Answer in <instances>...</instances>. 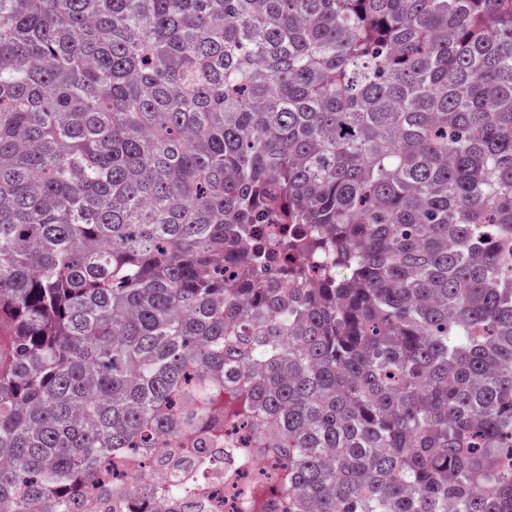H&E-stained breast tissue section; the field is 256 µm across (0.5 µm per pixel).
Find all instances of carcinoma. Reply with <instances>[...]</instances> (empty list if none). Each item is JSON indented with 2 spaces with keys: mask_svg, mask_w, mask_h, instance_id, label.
<instances>
[{
  "mask_svg": "<svg viewBox=\"0 0 512 512\" xmlns=\"http://www.w3.org/2000/svg\"><path fill=\"white\" fill-rule=\"evenodd\" d=\"M228 428L288 512H512V0H0V501Z\"/></svg>",
  "mask_w": 512,
  "mask_h": 512,
  "instance_id": "cac0c4a2",
  "label": "carcinoma"
}]
</instances>
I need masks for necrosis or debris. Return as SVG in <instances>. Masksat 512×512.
Instances as JSON below:
<instances>
[{
	"mask_svg": "<svg viewBox=\"0 0 512 512\" xmlns=\"http://www.w3.org/2000/svg\"><path fill=\"white\" fill-rule=\"evenodd\" d=\"M171 447L137 450L138 466H113L110 490H102L79 504L75 512H247L245 495L252 484L271 480L272 467L262 456H256L244 467L223 461L221 445L207 451L215 466L208 480L207 494L197 509H190L159 487L158 462L176 456ZM144 480L145 491H137L135 483Z\"/></svg>",
	"mask_w": 512,
	"mask_h": 512,
	"instance_id": "obj_1",
	"label": "necrosis or debris"
}]
</instances>
